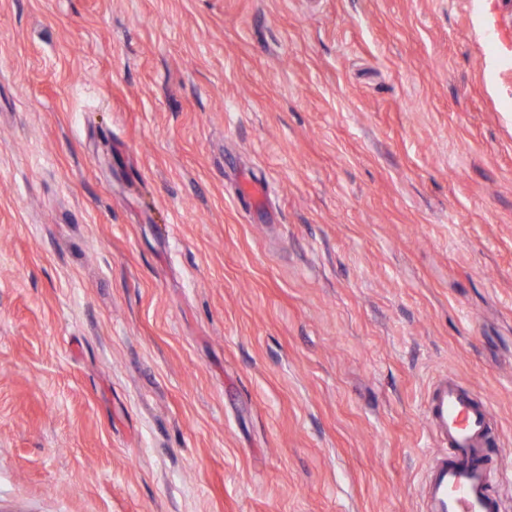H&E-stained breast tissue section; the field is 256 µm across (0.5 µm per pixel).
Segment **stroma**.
<instances>
[{
  "mask_svg": "<svg viewBox=\"0 0 512 512\" xmlns=\"http://www.w3.org/2000/svg\"><path fill=\"white\" fill-rule=\"evenodd\" d=\"M443 378L512 512V0H0V512H423Z\"/></svg>",
  "mask_w": 512,
  "mask_h": 512,
  "instance_id": "35a3bbf8",
  "label": "stroma"
}]
</instances>
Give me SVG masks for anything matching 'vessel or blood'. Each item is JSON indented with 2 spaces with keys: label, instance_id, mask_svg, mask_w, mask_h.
<instances>
[{
  "label": "vessel or blood",
  "instance_id": "b4317fda",
  "mask_svg": "<svg viewBox=\"0 0 512 512\" xmlns=\"http://www.w3.org/2000/svg\"><path fill=\"white\" fill-rule=\"evenodd\" d=\"M425 419L448 451L435 458L425 474L424 512H499V503L490 493L488 403L444 381L435 387Z\"/></svg>",
  "mask_w": 512,
  "mask_h": 512
}]
</instances>
